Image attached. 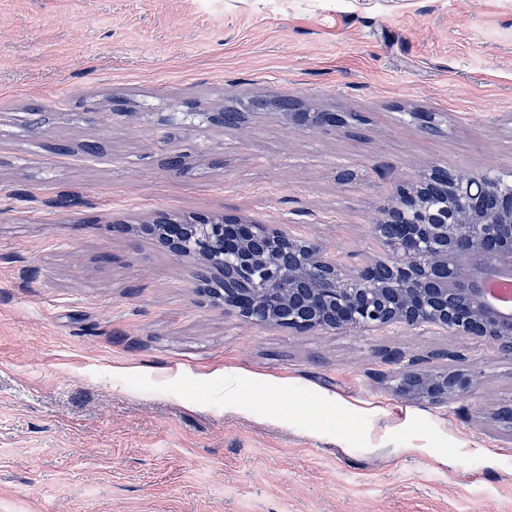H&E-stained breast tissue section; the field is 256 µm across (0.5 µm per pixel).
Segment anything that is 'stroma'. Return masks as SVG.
I'll return each mask as SVG.
<instances>
[{"label":"stroma","mask_w":512,"mask_h":512,"mask_svg":"<svg viewBox=\"0 0 512 512\" xmlns=\"http://www.w3.org/2000/svg\"><path fill=\"white\" fill-rule=\"evenodd\" d=\"M431 165L512 173V0H0V512H512V354L247 324L141 229L248 217L353 263ZM461 349L474 396L399 393L394 355ZM288 126L304 130L336 129L346 123L345 117L338 112H279Z\"/></svg>","instance_id":"35a3bbf8"}]
</instances>
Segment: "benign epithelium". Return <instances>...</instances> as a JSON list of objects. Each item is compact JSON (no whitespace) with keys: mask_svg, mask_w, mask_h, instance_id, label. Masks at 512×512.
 <instances>
[{"mask_svg":"<svg viewBox=\"0 0 512 512\" xmlns=\"http://www.w3.org/2000/svg\"><path fill=\"white\" fill-rule=\"evenodd\" d=\"M289 126L329 130L346 123L338 112H283ZM373 225L381 256L349 264L315 238L282 224L201 216L191 244L173 233L158 242L178 258L201 264L207 293L226 313L252 325L302 335L349 332L371 336L392 328L444 329L512 351V312L485 299L488 282L512 278V180L490 169L460 176L429 166L387 191ZM288 245L294 262L284 266ZM288 318H281L283 310ZM451 369L407 370L400 390L446 404L471 397L478 376L460 353Z\"/></svg>","mask_w":512,"mask_h":512,"instance_id":"1","label":"benign epithelium"}]
</instances>
